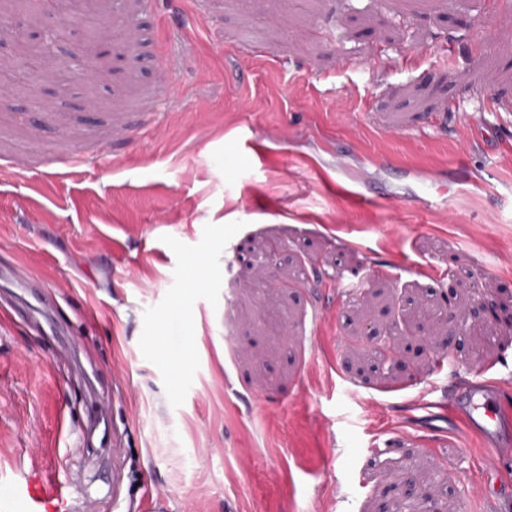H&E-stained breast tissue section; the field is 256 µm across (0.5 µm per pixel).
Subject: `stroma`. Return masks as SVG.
Segmentation results:
<instances>
[{
    "label": "stroma",
    "instance_id": "35a3bbf8",
    "mask_svg": "<svg viewBox=\"0 0 512 512\" xmlns=\"http://www.w3.org/2000/svg\"><path fill=\"white\" fill-rule=\"evenodd\" d=\"M92 11L118 51L75 40L94 79L0 98V272L56 299L112 429L0 319V512H378L408 467L440 512H496L512 454L422 403L512 400V329L469 315L512 306V151L481 113L512 106V0ZM420 322L464 350L439 364ZM471 317L478 322L493 321L505 328L512 326V311L504 309L496 299L482 296L471 310Z\"/></svg>",
    "mask_w": 512,
    "mask_h": 512
}]
</instances>
